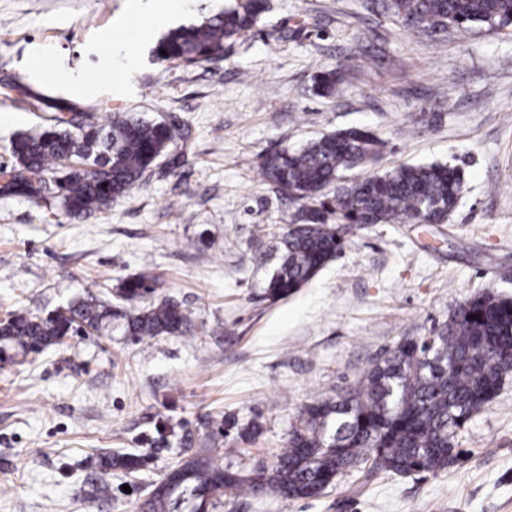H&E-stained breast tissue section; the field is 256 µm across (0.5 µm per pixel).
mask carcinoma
<instances>
[{"label":"carcinoma","instance_id":"cac0c4a2","mask_svg":"<svg viewBox=\"0 0 512 512\" xmlns=\"http://www.w3.org/2000/svg\"><path fill=\"white\" fill-rule=\"evenodd\" d=\"M406 28L432 33L450 26L500 29L512 24V0H391ZM266 0H235L203 22L181 27L154 49L162 62H219L224 43L251 31ZM166 54H161V51ZM34 133L12 143L13 164L0 168L4 189L38 202L49 198L72 216L111 207L154 169L176 141L189 135L164 122L119 113L101 121L91 113H55ZM384 143L366 128L330 132L298 149L265 154L261 172L299 203L279 240V264L266 296L282 299L312 280L343 252L350 229L367 224H443L462 191L460 172L441 164L401 165L350 185L345 173L365 166ZM334 195L326 196L330 187ZM147 270L116 286L117 300L132 311L95 297L75 300L45 316L23 310L0 320V356L29 354L72 336H90L122 321L138 343L188 331L189 318L177 302L155 296ZM512 376V298L492 291L460 305L430 336L405 338L375 361L353 388L335 399L305 405L287 447L270 468L249 471L220 464L217 438L152 484L139 512H210L226 493L266 488L289 500L318 498L345 469L364 463L363 478L437 473L460 455L461 428L481 413L503 381ZM140 458H106V472L131 474Z\"/></svg>","mask_w":512,"mask_h":512}]
</instances>
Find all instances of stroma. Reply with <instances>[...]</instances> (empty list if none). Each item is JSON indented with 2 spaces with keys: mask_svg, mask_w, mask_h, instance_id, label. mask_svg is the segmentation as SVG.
Instances as JSON below:
<instances>
[{
  "mask_svg": "<svg viewBox=\"0 0 512 512\" xmlns=\"http://www.w3.org/2000/svg\"><path fill=\"white\" fill-rule=\"evenodd\" d=\"M389 0H267L221 63L161 62L155 41L225 0H187L141 44L124 92L98 71L135 0H0V164L54 112H119L189 129L111 209L81 217L0 192V320L44 315L151 268L192 331L135 344L74 336L0 367V512H136L148 487L228 424L224 463L271 466L304 405L344 394L406 336L441 327L476 293L512 297V26L406 29ZM40 53V78L27 66ZM332 96L316 90L327 71ZM370 129L384 143L359 176L402 164L459 169L444 224H373L288 298L264 297L295 203L262 156L323 134ZM448 469L407 476L362 465L313 499L225 495L214 512H512V378L459 435ZM132 453L112 497L90 486L101 455Z\"/></svg>",
  "mask_w": 512,
  "mask_h": 512,
  "instance_id": "35a3bbf8",
  "label": "stroma"
}]
</instances>
